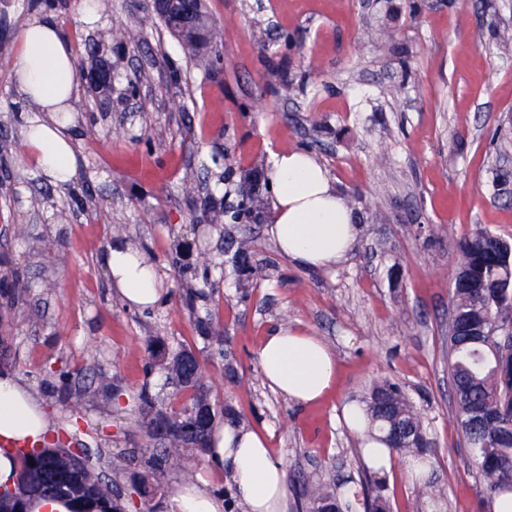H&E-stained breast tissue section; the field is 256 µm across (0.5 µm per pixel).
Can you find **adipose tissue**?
<instances>
[{
  "mask_svg": "<svg viewBox=\"0 0 512 512\" xmlns=\"http://www.w3.org/2000/svg\"><path fill=\"white\" fill-rule=\"evenodd\" d=\"M70 47L52 16L32 19L15 41V80L41 110L26 116L23 149L33 167L55 184L69 183L79 166L72 145L75 118L67 101L78 84ZM273 222L268 228L276 248L298 267L331 269L343 262L359 227L335 183L317 159L292 149L276 154ZM112 286L122 302L138 307L162 297L155 266L133 246L116 242L105 257ZM259 360L264 384L304 405L321 401L336 384V356L317 336L301 329H278L266 336ZM56 431L55 421L10 371L0 372V486L17 474L13 448L39 442ZM209 460L224 468L235 499L246 512H286L287 483L266 438L244 427L213 429ZM168 512H224V499L194 484L176 490Z\"/></svg>",
  "mask_w": 512,
  "mask_h": 512,
  "instance_id": "obj_1",
  "label": "adipose tissue"
}]
</instances>
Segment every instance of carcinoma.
<instances>
[{
    "label": "carcinoma",
    "instance_id": "cac0c4a2",
    "mask_svg": "<svg viewBox=\"0 0 512 512\" xmlns=\"http://www.w3.org/2000/svg\"><path fill=\"white\" fill-rule=\"evenodd\" d=\"M205 43L192 38L179 40L183 54L195 60L224 44V28L203 14ZM111 38L118 47L137 44L141 32L124 24L112 26ZM489 41L498 46L512 45V27L493 26ZM302 90L294 79L281 81L275 93L291 100ZM495 194L512 199V172L493 173ZM266 199L260 192L244 196L231 219L237 223L261 215ZM457 261L450 283L452 308L448 316L449 374L452 380L458 428L480 476L482 491L490 499L512 493V333L492 332L501 325L512 326V243L483 228L474 231L456 247ZM232 264L243 283L253 284L269 278L267 268L250 260L249 241L238 243L232 254ZM217 262L208 255L198 259L194 267H186L193 275L201 276L203 285L210 284L209 276ZM31 284L24 273L11 265L7 256L0 257V309L10 325L20 326L32 320L26 311ZM154 354L163 356L161 369L171 377L184 373L183 360L191 351L183 349L165 354L158 348ZM184 387L192 390L189 403L173 410L159 402L149 391L139 395L141 411L146 418L145 428L153 431L157 425L166 427L162 447L155 448L145 460L148 467L144 478L157 470L174 471L185 468L186 453L195 450L208 452L210 443L199 447L183 432L182 425L191 411L208 401V391L198 372ZM368 420L369 433L400 456H424L429 445L421 416L404 391L387 380L374 383L360 400ZM19 476L41 472L50 480L67 479L75 485L68 500L73 512H114L116 500L112 488L103 482L91 466L75 468L62 448V437L43 444V448L20 449ZM34 464H29V461ZM18 494L0 497V512L27 509L35 497H55L48 485L27 493L17 485ZM305 512H386L387 505L375 489L339 490L326 485L312 484L299 503Z\"/></svg>",
    "mask_w": 512,
    "mask_h": 512
}]
</instances>
